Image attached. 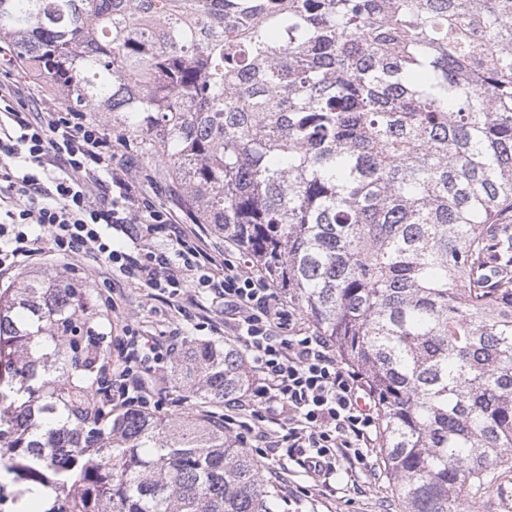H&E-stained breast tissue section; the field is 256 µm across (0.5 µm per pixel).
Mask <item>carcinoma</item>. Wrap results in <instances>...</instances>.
Here are the masks:
<instances>
[{"instance_id": "obj_1", "label": "carcinoma", "mask_w": 512, "mask_h": 512, "mask_svg": "<svg viewBox=\"0 0 512 512\" xmlns=\"http://www.w3.org/2000/svg\"><path fill=\"white\" fill-rule=\"evenodd\" d=\"M99 112L304 309L378 403L403 512L512 470V0H0V43ZM93 289L0 288V476L48 512H278L224 416L112 408ZM179 384L242 396L188 340Z\"/></svg>"}]
</instances>
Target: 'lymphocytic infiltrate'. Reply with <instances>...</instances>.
I'll list each match as a JSON object with an SVG mask.
<instances>
[{
    "label": "lymphocytic infiltrate",
    "mask_w": 512,
    "mask_h": 512,
    "mask_svg": "<svg viewBox=\"0 0 512 512\" xmlns=\"http://www.w3.org/2000/svg\"><path fill=\"white\" fill-rule=\"evenodd\" d=\"M19 73L12 49L0 46V276L89 256L110 269L102 282L108 289L134 284L169 305L188 289L205 290L224 304V319L210 332L241 342L257 375L245 398L228 400L225 432L247 442L249 428L235 418L246 409L288 423L287 433L265 434L267 447L285 449L315 477L330 478L343 459L365 463L378 412L360 408L364 384L329 340L261 271L212 249L201 227L178 224L129 177L126 155L88 113L34 108ZM168 229L170 247L149 245ZM173 351L127 332L113 366V406H161L160 363Z\"/></svg>",
    "instance_id": "obj_1"
}]
</instances>
